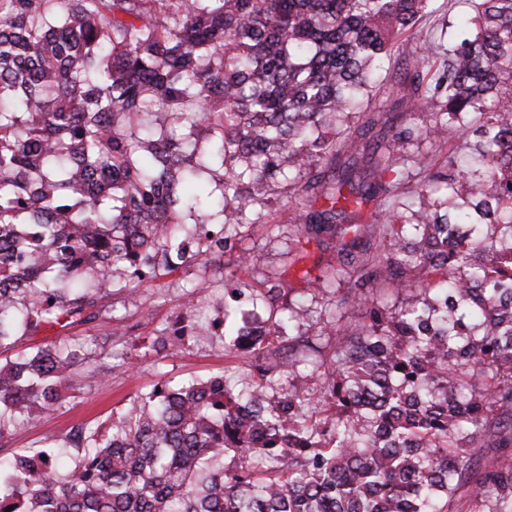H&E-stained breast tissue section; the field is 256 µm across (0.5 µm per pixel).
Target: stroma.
I'll return each mask as SVG.
<instances>
[{
    "label": "stroma",
    "instance_id": "obj_1",
    "mask_svg": "<svg viewBox=\"0 0 512 512\" xmlns=\"http://www.w3.org/2000/svg\"><path fill=\"white\" fill-rule=\"evenodd\" d=\"M438 3L440 10L436 16L426 20L417 37H401V51L395 52L384 66L390 88L388 106L394 111L403 109L398 79L405 51L414 49L429 35L439 34L442 22L464 9V0H438ZM266 214L264 223L243 225L237 236L239 250L250 256L253 267L296 287L306 269L333 259L334 250L325 251L313 243L306 247L302 259H290L287 208L274 203L267 207ZM231 261V256L226 255L204 268L182 267L157 280L154 286L140 288L130 296L109 294L104 300L105 312L93 323L23 338L17 345L21 351L38 344L93 338L99 344L103 361L119 364L122 359L131 358L136 367L130 372L118 368L100 385H70L65 390L67 398L62 407L39 415L34 423L13 430L0 441V457L62 444L73 426L104 422L111 412L125 407L136 393L151 390L162 380L177 383L223 371L235 382L251 381L254 368L225 349L224 288L232 269ZM189 284L197 288V308L187 321V334L174 340L163 353H156L150 348L151 341L158 330L176 321L184 308L185 287ZM119 323L133 326L132 335L113 337V329Z\"/></svg>",
    "mask_w": 512,
    "mask_h": 512
}]
</instances>
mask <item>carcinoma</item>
<instances>
[{"label": "carcinoma", "mask_w": 512, "mask_h": 512, "mask_svg": "<svg viewBox=\"0 0 512 512\" xmlns=\"http://www.w3.org/2000/svg\"><path fill=\"white\" fill-rule=\"evenodd\" d=\"M436 2L0 0V354L233 252L279 186L289 252L336 249L299 290L261 281L268 317L239 322L238 254L227 351L259 379L161 381L71 452L0 459V512H447L465 485L469 512H512V0H470L448 45L405 55L391 115L379 63ZM91 358L0 359V440L104 382ZM477 444L496 460H465Z\"/></svg>", "instance_id": "1"}]
</instances>
